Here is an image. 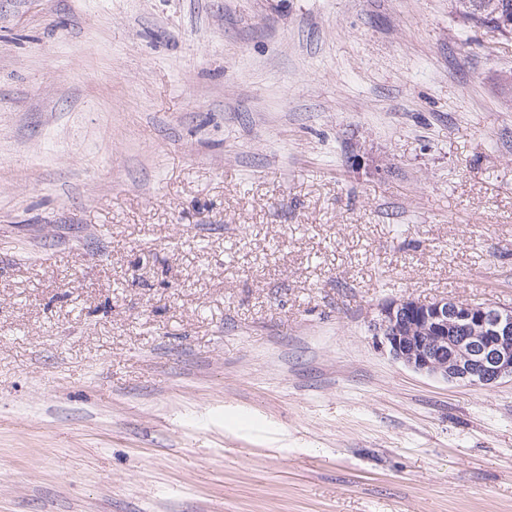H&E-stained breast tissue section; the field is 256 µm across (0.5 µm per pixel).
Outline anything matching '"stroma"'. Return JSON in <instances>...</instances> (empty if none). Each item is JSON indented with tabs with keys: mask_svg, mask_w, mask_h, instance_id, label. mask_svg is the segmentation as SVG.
I'll list each match as a JSON object with an SVG mask.
<instances>
[{
	"mask_svg": "<svg viewBox=\"0 0 512 512\" xmlns=\"http://www.w3.org/2000/svg\"><path fill=\"white\" fill-rule=\"evenodd\" d=\"M512 36L459 0H0V512H512ZM376 344L413 371L488 386L512 380V308L448 298H402L370 322Z\"/></svg>",
	"mask_w": 512,
	"mask_h": 512,
	"instance_id": "obj_1",
	"label": "stroma"
}]
</instances>
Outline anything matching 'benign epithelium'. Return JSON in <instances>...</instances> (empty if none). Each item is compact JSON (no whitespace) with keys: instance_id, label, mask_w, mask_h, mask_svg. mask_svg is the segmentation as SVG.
Returning <instances> with one entry per match:
<instances>
[{"instance_id":"obj_1","label":"benign epithelium","mask_w":512,"mask_h":512,"mask_svg":"<svg viewBox=\"0 0 512 512\" xmlns=\"http://www.w3.org/2000/svg\"><path fill=\"white\" fill-rule=\"evenodd\" d=\"M476 7L512 31V10L499 0H476ZM370 330L394 361L417 373L468 386L512 379L511 307L402 298L383 304Z\"/></svg>"}]
</instances>
